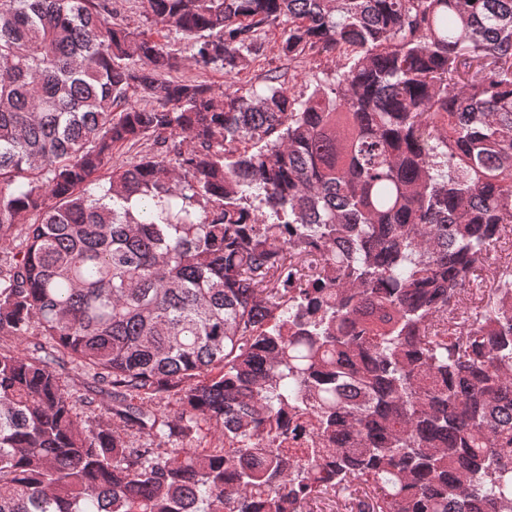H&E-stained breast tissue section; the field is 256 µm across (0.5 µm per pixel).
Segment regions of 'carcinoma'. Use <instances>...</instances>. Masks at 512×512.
<instances>
[{"mask_svg":"<svg viewBox=\"0 0 512 512\" xmlns=\"http://www.w3.org/2000/svg\"><path fill=\"white\" fill-rule=\"evenodd\" d=\"M142 4L227 76L282 23L344 63L219 94L111 0H0V337H42L0 512H512V258L456 316L512 225V0Z\"/></svg>","mask_w":512,"mask_h":512,"instance_id":"carcinoma-1","label":"carcinoma"}]
</instances>
